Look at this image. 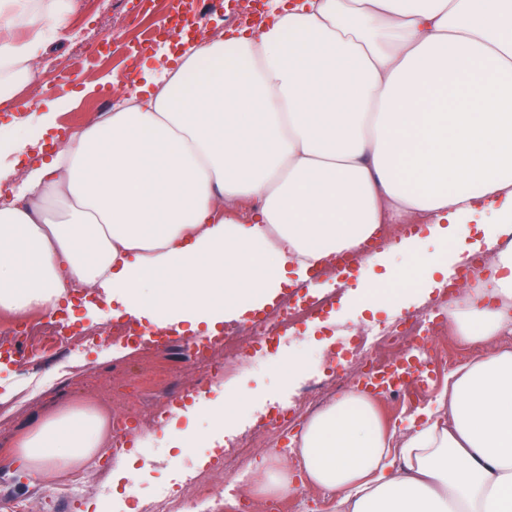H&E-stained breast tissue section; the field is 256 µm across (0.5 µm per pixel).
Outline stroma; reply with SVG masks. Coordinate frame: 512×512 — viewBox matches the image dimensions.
Instances as JSON below:
<instances>
[{
	"instance_id": "1",
	"label": "stroma",
	"mask_w": 512,
	"mask_h": 512,
	"mask_svg": "<svg viewBox=\"0 0 512 512\" xmlns=\"http://www.w3.org/2000/svg\"><path fill=\"white\" fill-rule=\"evenodd\" d=\"M138 0H80L70 17L69 37L50 40L45 52L52 66L33 68V85L43 86L44 94L25 90L20 99V121L0 112V128L16 129L18 124L38 123L44 113L56 115L58 125L77 128L111 111L125 97L126 76L132 71L160 75L169 65L162 44L141 50L145 33L162 27L170 12V0H153L149 10H137ZM117 31L121 37L109 52L83 60L80 47L89 41ZM441 244H428L417 253L396 252L386 256L388 267L400 270L406 288L405 301L395 300V283H385L377 296L378 312L364 310L357 302H335L334 321L319 318L299 325L296 333L277 343L247 344L238 368L228 376L217 375L205 387V400L194 412L181 418L179 434L164 431L156 417L157 403L164 387H143L140 352L124 355L126 371L109 374L115 354L110 337L112 308L106 303L88 309L76 305L72 310L78 324L94 328L81 351L58 349L31 361L0 367V394L14 388L18 399L0 403V494H8L18 505L16 512H124L125 507L143 503L167 493L178 496L187 483L205 478L216 485H232L237 504L224 512H331L328 496L315 488L285 500H264L254 492L256 462L268 457L271 465L298 471L299 459L288 450L287 439H263L248 448L236 449L234 457L210 455L207 445L219 429L214 406L221 395H246L271 407L293 408L311 382L333 385L337 371L355 378L362 366V354L344 344L351 336L375 337L400 317L432 308L434 298H422V284L415 271L427 259L445 253ZM297 359L300 367L293 375L281 368L285 358ZM440 368L419 396L407 401L386 400L381 404L388 424L405 435L401 419L415 413L437 398L448 377ZM94 405L111 410L113 416L127 419L134 426L143 469L135 481H117L105 488L100 472L120 468L119 457L94 458L86 467L52 474L43 480L31 479L16 464L8 444L12 438L34 425L48 409L65 404ZM190 438L191 448L176 447L178 437Z\"/></svg>"
}]
</instances>
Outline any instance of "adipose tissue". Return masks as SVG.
<instances>
[{"instance_id": "adipose-tissue-1", "label": "adipose tissue", "mask_w": 512, "mask_h": 512, "mask_svg": "<svg viewBox=\"0 0 512 512\" xmlns=\"http://www.w3.org/2000/svg\"><path fill=\"white\" fill-rule=\"evenodd\" d=\"M12 2L0 0L1 72L36 61L77 7ZM55 127L48 116L0 135V183L18 180L0 196V309L49 315L82 287L113 317L215 336L406 218L453 245L419 270L430 291L512 236V0H275L269 23L187 46L18 172ZM242 200L258 204L253 223L224 215ZM445 316L465 345L512 329V250ZM406 429L396 441L375 400L349 389L304 425L301 476L263 459L259 490L312 486L334 512H512V351L463 362ZM111 434L110 413L73 404L12 446L46 477Z\"/></svg>"}]
</instances>
